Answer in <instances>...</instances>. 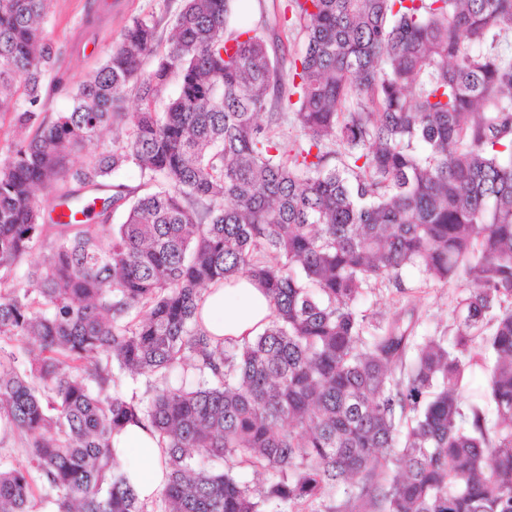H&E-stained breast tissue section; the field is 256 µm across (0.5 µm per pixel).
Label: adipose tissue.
<instances>
[{"mask_svg":"<svg viewBox=\"0 0 512 512\" xmlns=\"http://www.w3.org/2000/svg\"><path fill=\"white\" fill-rule=\"evenodd\" d=\"M270 314L263 288L241 277L212 289L205 300L202 320L209 333L244 342L263 331ZM112 446L119 460L137 458V465L131 468L130 482L139 498L155 497L165 485V473L162 450L153 434L143 426L130 425L114 435Z\"/></svg>","mask_w":512,"mask_h":512,"instance_id":"obj_1","label":"adipose tissue"}]
</instances>
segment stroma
<instances>
[{
	"mask_svg": "<svg viewBox=\"0 0 512 512\" xmlns=\"http://www.w3.org/2000/svg\"><path fill=\"white\" fill-rule=\"evenodd\" d=\"M183 0H52L44 33L59 50L56 67L65 83L44 90L48 115L69 109V89L95 71L110 53L124 27L136 17L154 16L159 23V50L168 46L170 22ZM241 23L274 31L279 38L277 53L290 57L304 45V33L290 22L289 0H238L235 9ZM464 290L423 281L417 271L407 272L402 287L376 285L360 303L383 322L402 314L412 323L416 341L454 332V309Z\"/></svg>",
	"mask_w": 512,
	"mask_h": 512,
	"instance_id": "obj_1",
	"label": "stroma"
}]
</instances>
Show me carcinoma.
<instances>
[{
  "mask_svg": "<svg viewBox=\"0 0 512 512\" xmlns=\"http://www.w3.org/2000/svg\"><path fill=\"white\" fill-rule=\"evenodd\" d=\"M232 2L184 0L149 73L158 21L134 18L51 118L50 0H0L17 130L0 154V443L26 439L25 464H0V512H302L332 492L334 512H512V0H291L306 43L286 75ZM290 106L308 136L292 151L273 134ZM128 168L138 185L112 180ZM410 269L467 292L453 336L395 377L410 323L359 304ZM241 276L272 314L238 344L199 318ZM124 375L150 395L122 394ZM134 423L163 450L150 502L112 447ZM237 465L270 479L254 490Z\"/></svg>",
  "mask_w": 512,
  "mask_h": 512,
  "instance_id": "carcinoma-1",
  "label": "carcinoma"
}]
</instances>
